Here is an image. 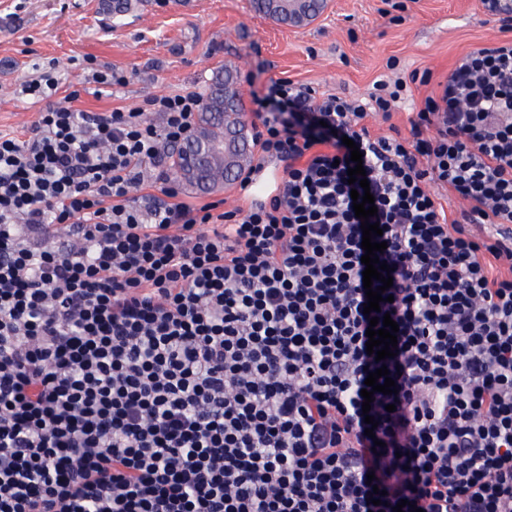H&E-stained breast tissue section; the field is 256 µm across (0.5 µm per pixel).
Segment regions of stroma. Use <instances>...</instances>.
Listing matches in <instances>:
<instances>
[{
  "label": "stroma",
  "mask_w": 512,
  "mask_h": 512,
  "mask_svg": "<svg viewBox=\"0 0 512 512\" xmlns=\"http://www.w3.org/2000/svg\"><path fill=\"white\" fill-rule=\"evenodd\" d=\"M98 0H0V131L29 134L43 103L17 98V85L48 61L69 94L85 57L127 77L117 93H81L73 108L109 112L161 94L205 93L216 72L233 69L243 101L251 88L292 79L318 92L358 97L388 72L431 70L444 78L465 53L501 39L481 0H326L310 24L293 26L254 11L252 0H151L147 12L107 16ZM431 86L413 84L391 120L372 134L409 135V118Z\"/></svg>",
  "instance_id": "stroma-1"
}]
</instances>
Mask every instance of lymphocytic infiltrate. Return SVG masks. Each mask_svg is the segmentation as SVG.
<instances>
[{
  "label": "lymphocytic infiltrate",
  "mask_w": 512,
  "mask_h": 512,
  "mask_svg": "<svg viewBox=\"0 0 512 512\" xmlns=\"http://www.w3.org/2000/svg\"><path fill=\"white\" fill-rule=\"evenodd\" d=\"M420 81L406 138L366 124L400 81L254 91L259 158L286 167L222 212L166 164L198 93L83 112L55 105L56 63L20 83L46 107L0 133V512H512V40ZM355 147L393 269L382 363ZM383 365L396 391L363 412ZM279 176L275 171H266L262 169L256 174L252 181V186L248 196L253 202L264 201L272 192L273 187L278 182Z\"/></svg>",
  "instance_id": "lymphocytic-infiltrate-1"
}]
</instances>
